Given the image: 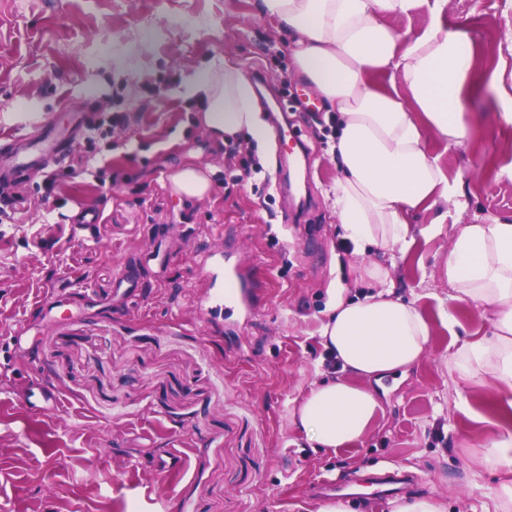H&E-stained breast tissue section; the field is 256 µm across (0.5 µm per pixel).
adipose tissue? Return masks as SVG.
Instances as JSON below:
<instances>
[{"mask_svg":"<svg viewBox=\"0 0 512 512\" xmlns=\"http://www.w3.org/2000/svg\"><path fill=\"white\" fill-rule=\"evenodd\" d=\"M447 0H261L264 15L294 34L293 63L328 111L337 113L335 149L342 175L333 191L345 238L358 249L399 248L415 242L406 216L437 209L425 233L442 232L445 205L466 207L458 182L449 180L428 148L433 132L447 149L465 145L472 124L465 82L471 40L444 30ZM427 6L431 23L418 37L401 40L384 25L389 14ZM388 75L387 84L373 82ZM201 123L226 140L249 132L264 142L267 128L246 72L231 58L212 64L197 85ZM358 279L378 284L359 300L332 288L329 316L321 326L325 350L341 375L313 382L298 398L293 422L315 447L349 448L366 436L384 412L372 385L419 363L430 341L429 325L413 302L402 299L388 265L356 267ZM443 275L452 287L441 309L472 307L491 312V335L460 344L448 355L459 385L478 383L504 411L512 410V223L498 218L461 224ZM481 466L512 473V425L502 423L480 442Z\"/></svg>","mask_w":512,"mask_h":512,"instance_id":"1","label":"adipose tissue"}]
</instances>
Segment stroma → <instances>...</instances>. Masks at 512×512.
Segmentation results:
<instances>
[{
  "instance_id": "obj_1",
  "label": "stroma",
  "mask_w": 512,
  "mask_h": 512,
  "mask_svg": "<svg viewBox=\"0 0 512 512\" xmlns=\"http://www.w3.org/2000/svg\"><path fill=\"white\" fill-rule=\"evenodd\" d=\"M260 0H0V133L65 123L70 107L124 112L125 127L80 139L87 169L25 186L18 221L0 224V512H317V478L365 482L407 472L404 497L430 495L446 512H491L505 476L482 470L475 436L495 409L467 387L461 408L448 373L452 337L491 334V316L439 318L451 288L441 274L456 225L512 221V0H448L445 30L470 37L474 121L467 148L427 146L458 180L466 208L409 253L358 254L346 247L332 190L339 162L325 142L324 103L294 71L292 37L261 15ZM231 56L261 72V118L278 116L307 145L309 161L282 167L278 137L262 149L266 170L288 169V197H270L262 177L233 180V161L197 118L201 73ZM206 169L203 198L176 194L169 177L187 163ZM288 236L269 226L285 210ZM96 212L84 241L70 219ZM256 256L263 306L201 309L206 282L195 254L224 230ZM138 295H112V275L149 253ZM391 264L398 290L431 327L427 352L375 390L385 415L362 443L326 453L291 421L295 401L329 374L320 343L331 284H355L361 264ZM61 399L32 410L28 388Z\"/></svg>"
}]
</instances>
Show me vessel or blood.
Masks as SVG:
<instances>
[{
  "label": "vessel or blood",
  "mask_w": 512,
  "mask_h": 512,
  "mask_svg": "<svg viewBox=\"0 0 512 512\" xmlns=\"http://www.w3.org/2000/svg\"><path fill=\"white\" fill-rule=\"evenodd\" d=\"M93 122L92 113L73 111L67 127L47 122L41 124L36 133L9 139L5 145L8 161L0 164V189L17 188L22 174L30 170L42 171L50 164L63 163L72 153L78 137ZM196 263L209 275L206 301L228 304L248 314L257 311L265 286L253 277L250 264L243 261L237 251L220 244L200 251ZM138 269L139 262L135 259L120 269L113 280L114 294L134 295Z\"/></svg>",
  "instance_id": "obj_1"
}]
</instances>
